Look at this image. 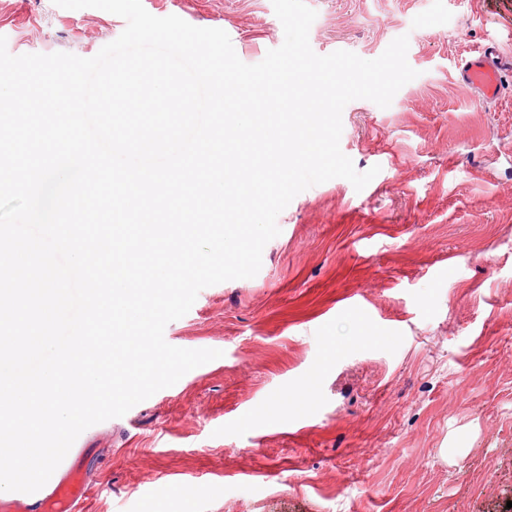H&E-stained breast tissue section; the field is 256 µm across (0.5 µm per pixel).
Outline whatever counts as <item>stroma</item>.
Masks as SVG:
<instances>
[{
  "label": "stroma",
  "mask_w": 512,
  "mask_h": 512,
  "mask_svg": "<svg viewBox=\"0 0 512 512\" xmlns=\"http://www.w3.org/2000/svg\"><path fill=\"white\" fill-rule=\"evenodd\" d=\"M316 54L365 59L408 35L418 76L388 108L355 100L335 178L279 214L250 279L200 291L166 341L222 350L83 431L102 483L86 512H507L512 501V74L482 104L457 82L512 0H306ZM220 28L247 64L284 40L272 0H143ZM123 18L0 0L11 54L94 56ZM317 374L311 409L258 424Z\"/></svg>",
  "instance_id": "obj_1"
}]
</instances>
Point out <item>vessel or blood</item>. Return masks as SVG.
<instances>
[{"label":"vessel or blood","mask_w":512,"mask_h":512,"mask_svg":"<svg viewBox=\"0 0 512 512\" xmlns=\"http://www.w3.org/2000/svg\"><path fill=\"white\" fill-rule=\"evenodd\" d=\"M512 71V59L503 56L496 44L484 46L477 55L462 60L458 67L459 81L472 88L482 103H496L502 93V77ZM88 449H79L64 459L61 476L50 493L20 492L9 499H0V512H85L92 487L87 477Z\"/></svg>","instance_id":"1"}]
</instances>
